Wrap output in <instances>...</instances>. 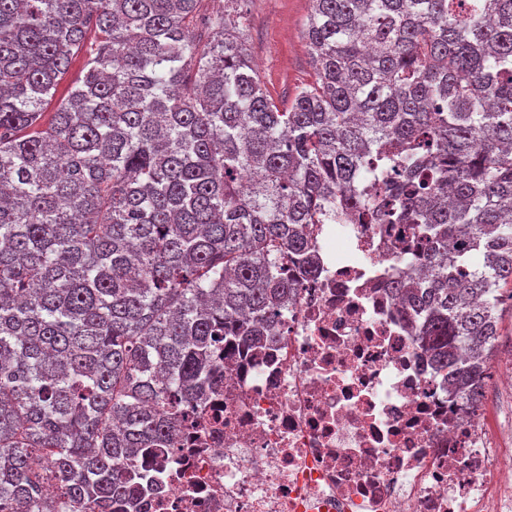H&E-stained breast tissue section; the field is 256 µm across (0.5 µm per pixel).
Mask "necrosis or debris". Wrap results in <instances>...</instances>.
Masks as SVG:
<instances>
[{"instance_id": "necrosis-or-debris-1", "label": "necrosis or debris", "mask_w": 512, "mask_h": 512, "mask_svg": "<svg viewBox=\"0 0 512 512\" xmlns=\"http://www.w3.org/2000/svg\"><path fill=\"white\" fill-rule=\"evenodd\" d=\"M316 274L154 461L148 512H512V453L464 414L385 283L375 224L321 225Z\"/></svg>"}]
</instances>
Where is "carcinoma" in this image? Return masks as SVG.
Returning a JSON list of instances; mask_svg holds the SVG:
<instances>
[{
  "label": "carcinoma",
  "instance_id": "cac0c4a2",
  "mask_svg": "<svg viewBox=\"0 0 512 512\" xmlns=\"http://www.w3.org/2000/svg\"><path fill=\"white\" fill-rule=\"evenodd\" d=\"M311 2L315 81L281 109L202 0H0V510L148 505L342 214L414 235L390 292L479 411L512 283V0Z\"/></svg>",
  "mask_w": 512,
  "mask_h": 512
}]
</instances>
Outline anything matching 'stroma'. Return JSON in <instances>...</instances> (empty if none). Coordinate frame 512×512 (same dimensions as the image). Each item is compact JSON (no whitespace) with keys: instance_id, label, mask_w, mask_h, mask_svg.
Here are the masks:
<instances>
[{"instance_id":"35a3bbf8","label":"stroma","mask_w":512,"mask_h":512,"mask_svg":"<svg viewBox=\"0 0 512 512\" xmlns=\"http://www.w3.org/2000/svg\"><path fill=\"white\" fill-rule=\"evenodd\" d=\"M207 11H222L236 23L235 34L251 57L257 76L279 107L314 79L304 38L310 0H204ZM512 372V305L499 311L498 338L480 412L492 433L512 426V393L499 386Z\"/></svg>"}]
</instances>
